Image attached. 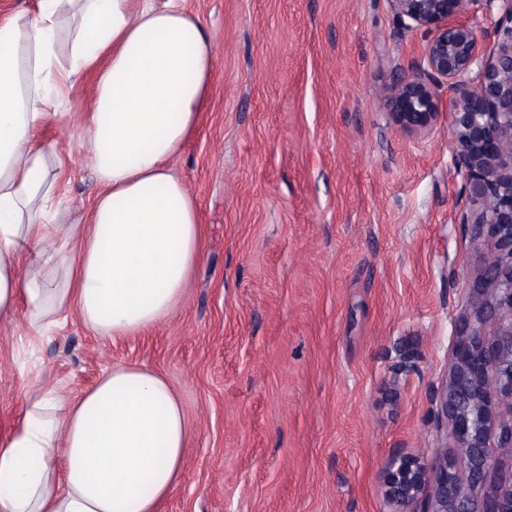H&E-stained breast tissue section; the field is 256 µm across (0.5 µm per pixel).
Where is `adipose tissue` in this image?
Masks as SVG:
<instances>
[{"instance_id": "ef3b65f1", "label": "adipose tissue", "mask_w": 512, "mask_h": 512, "mask_svg": "<svg viewBox=\"0 0 512 512\" xmlns=\"http://www.w3.org/2000/svg\"><path fill=\"white\" fill-rule=\"evenodd\" d=\"M90 77L76 148L99 192L65 221L63 161L44 132L53 98ZM213 76L181 0H38L0 20V324L42 336L70 317L112 338L145 333L181 300L202 249L198 207L172 162ZM189 428L174 387L116 365L76 398L37 386L0 439V512H157Z\"/></svg>"}]
</instances>
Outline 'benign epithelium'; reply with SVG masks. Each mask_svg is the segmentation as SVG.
Listing matches in <instances>:
<instances>
[{"label": "benign epithelium", "instance_id": "7a95c632", "mask_svg": "<svg viewBox=\"0 0 512 512\" xmlns=\"http://www.w3.org/2000/svg\"><path fill=\"white\" fill-rule=\"evenodd\" d=\"M387 2L404 27L433 33L387 89L392 122L427 132L448 90L455 173L480 206L459 223L494 252L470 287L474 306L457 324L451 373L435 393L467 477L446 451L429 463L399 455L384 470V495L390 512H512V462H503L512 450V0Z\"/></svg>", "mask_w": 512, "mask_h": 512}]
</instances>
